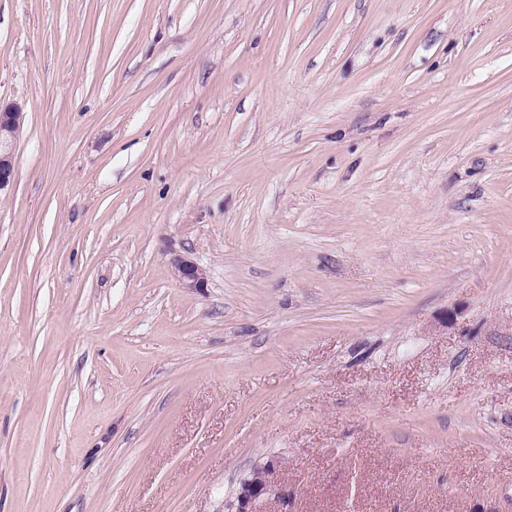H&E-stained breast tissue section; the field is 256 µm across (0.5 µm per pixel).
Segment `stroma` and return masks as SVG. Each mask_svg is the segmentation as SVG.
I'll use <instances>...</instances> for the list:
<instances>
[{
    "label": "stroma",
    "mask_w": 512,
    "mask_h": 512,
    "mask_svg": "<svg viewBox=\"0 0 512 512\" xmlns=\"http://www.w3.org/2000/svg\"><path fill=\"white\" fill-rule=\"evenodd\" d=\"M0 101V512H512V0H0ZM22 107L0 103V192L13 182L14 148L22 127ZM173 266L182 288L189 291H198L204 288L205 272L194 261L179 256L174 258ZM275 466L272 462L255 465L249 476L241 483L234 512H256L260 503L272 494L275 484L272 480Z\"/></svg>",
    "instance_id": "35a3bbf8"
}]
</instances>
